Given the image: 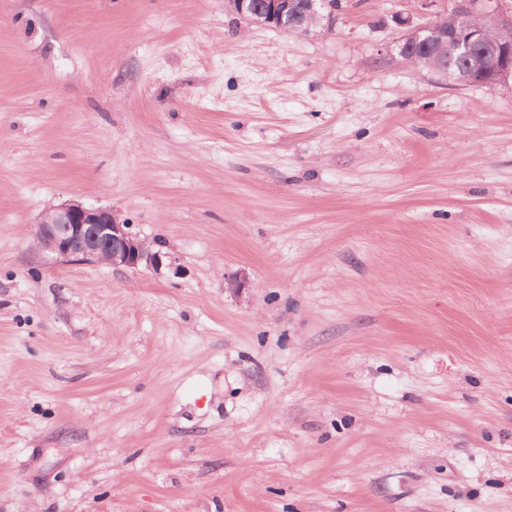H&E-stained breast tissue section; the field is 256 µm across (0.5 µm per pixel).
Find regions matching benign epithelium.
<instances>
[{"label": "benign epithelium", "instance_id": "obj_1", "mask_svg": "<svg viewBox=\"0 0 512 512\" xmlns=\"http://www.w3.org/2000/svg\"><path fill=\"white\" fill-rule=\"evenodd\" d=\"M482 0H454L451 10L415 25L395 52L412 59V48L426 51L425 67L445 76L448 57L467 60L459 83L512 84V12L488 13ZM248 23L303 34L335 15L332 0H225ZM35 244L55 260L105 263L117 268H154L160 251L132 232L112 209L68 201L46 209L35 222Z\"/></svg>", "mask_w": 512, "mask_h": 512}]
</instances>
